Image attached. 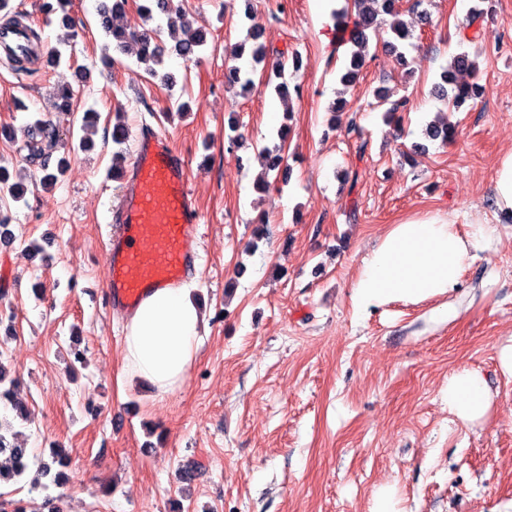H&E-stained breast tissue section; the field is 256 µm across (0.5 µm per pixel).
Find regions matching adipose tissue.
<instances>
[{"label":"adipose tissue","instance_id":"obj_1","mask_svg":"<svg viewBox=\"0 0 512 512\" xmlns=\"http://www.w3.org/2000/svg\"><path fill=\"white\" fill-rule=\"evenodd\" d=\"M484 227L461 234L440 215L392 225L363 257L352 285L354 308L365 311L392 302L417 304L459 286L474 258ZM193 284L158 288L129 312L122 345V371L136 376L161 398L185 381L201 343L206 313ZM448 411L474 423L485 417L490 395L482 376L460 369L448 377Z\"/></svg>","mask_w":512,"mask_h":512}]
</instances>
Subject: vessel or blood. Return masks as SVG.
<instances>
[{
	"label": "vessel or blood",
	"instance_id": "b4317fda",
	"mask_svg": "<svg viewBox=\"0 0 512 512\" xmlns=\"http://www.w3.org/2000/svg\"><path fill=\"white\" fill-rule=\"evenodd\" d=\"M189 160L157 136L141 143L123 177L115 219L121 229L105 251L113 307L130 309L157 288L180 284L195 265L186 239L199 217L187 181Z\"/></svg>",
	"mask_w": 512,
	"mask_h": 512
}]
</instances>
